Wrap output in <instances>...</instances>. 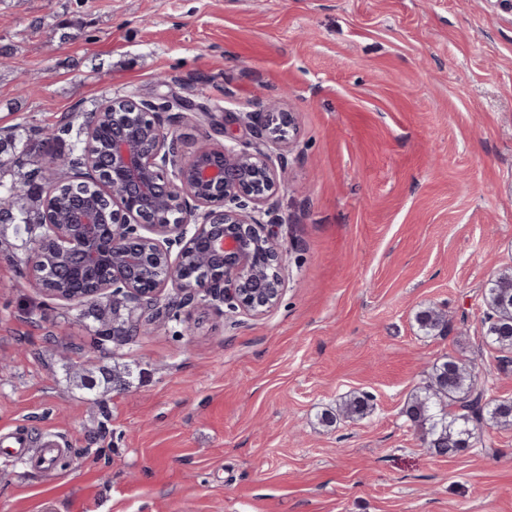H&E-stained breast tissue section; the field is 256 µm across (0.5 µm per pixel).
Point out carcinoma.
I'll return each mask as SVG.
<instances>
[{
    "label": "carcinoma",
    "mask_w": 512,
    "mask_h": 512,
    "mask_svg": "<svg viewBox=\"0 0 512 512\" xmlns=\"http://www.w3.org/2000/svg\"><path fill=\"white\" fill-rule=\"evenodd\" d=\"M82 122L69 121L48 128L26 139L18 157L0 161V186H15L13 216L5 220L16 223L15 233H29L31 226L43 220L42 200L37 175L46 157L60 154L58 148L68 144L71 152L79 151L81 132L88 113L80 114ZM493 322L485 325L486 342L502 352H512V271L500 274L490 282L484 294ZM98 323L95 335L101 342L112 343V322L121 320L120 304L107 299L91 309ZM420 329L432 335L444 329V320L432 308L417 315ZM370 411V396L358 394L344 401L339 412L346 417H362ZM405 414L422 434L426 447L435 454L453 457L475 442L482 423L496 427H512V401H488L481 373L461 359L449 356L436 365L427 384L408 402Z\"/></svg>",
    "instance_id": "1"
}]
</instances>
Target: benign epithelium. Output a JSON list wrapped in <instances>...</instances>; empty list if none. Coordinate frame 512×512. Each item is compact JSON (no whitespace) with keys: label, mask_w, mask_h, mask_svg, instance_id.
I'll list each match as a JSON object with an SVG mask.
<instances>
[{"label":"benign epithelium","mask_w":512,"mask_h":512,"mask_svg":"<svg viewBox=\"0 0 512 512\" xmlns=\"http://www.w3.org/2000/svg\"><path fill=\"white\" fill-rule=\"evenodd\" d=\"M224 142L186 155L185 116ZM112 129L108 147L97 128ZM291 120L241 112L215 120L188 97L115 96L84 128L77 168L47 191L44 238L26 261L47 298L83 305L110 295L140 330L199 307L262 316L280 301L286 257L276 220Z\"/></svg>","instance_id":"1"}]
</instances>
